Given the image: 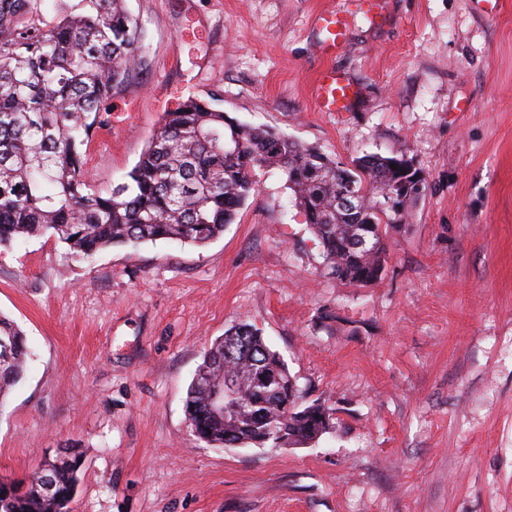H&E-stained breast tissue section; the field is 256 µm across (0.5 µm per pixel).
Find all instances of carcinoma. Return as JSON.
<instances>
[{"mask_svg": "<svg viewBox=\"0 0 512 512\" xmlns=\"http://www.w3.org/2000/svg\"><path fill=\"white\" fill-rule=\"evenodd\" d=\"M37 0H0V245L51 235L78 255L166 239L202 247L224 233L255 186V172L276 167L337 279L367 286L381 278L390 233L406 223L420 195L421 169L400 149L346 165L290 137L240 123L190 93L163 114L137 163L107 190L92 184L84 146L97 115L142 63V29L125 0H56L58 21L29 23ZM397 169H392L391 165ZM355 196L339 209L338 195ZM0 405L22 378L24 332L0 314ZM196 375L215 385L231 375L240 403L230 415L190 386L185 415L192 433L220 447L280 448L322 436L319 403L298 404L279 353L242 323L203 356ZM80 468L56 460L57 494H42L39 473L28 495L0 489V512H68Z\"/></svg>", "mask_w": 512, "mask_h": 512, "instance_id": "cac0c4a2", "label": "carcinoma"}]
</instances>
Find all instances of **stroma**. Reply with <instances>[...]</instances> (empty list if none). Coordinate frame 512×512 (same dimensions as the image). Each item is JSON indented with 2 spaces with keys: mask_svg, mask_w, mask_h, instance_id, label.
I'll list each match as a JSON object with an SVG mask.
<instances>
[{
  "mask_svg": "<svg viewBox=\"0 0 512 512\" xmlns=\"http://www.w3.org/2000/svg\"><path fill=\"white\" fill-rule=\"evenodd\" d=\"M126 0L143 63L86 150L97 187L136 164L187 93L337 161L408 148L428 191L366 287L328 274L265 168L222 236L83 259L45 235L0 246V314L24 332L0 409V478L59 449L72 512H512V0ZM343 11L335 55L316 18ZM356 95L323 112L315 83ZM243 322L333 411L318 440L221 448L184 412L204 353ZM353 85L329 71L322 75L315 87V101L321 111L341 112L354 95Z\"/></svg>",
  "mask_w": 512,
  "mask_h": 512,
  "instance_id": "stroma-1",
  "label": "stroma"
}]
</instances>
